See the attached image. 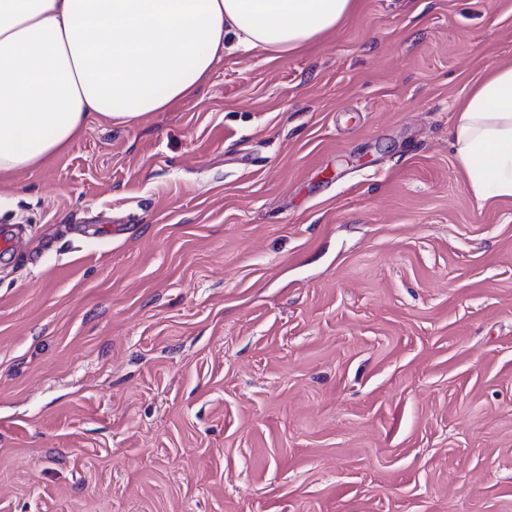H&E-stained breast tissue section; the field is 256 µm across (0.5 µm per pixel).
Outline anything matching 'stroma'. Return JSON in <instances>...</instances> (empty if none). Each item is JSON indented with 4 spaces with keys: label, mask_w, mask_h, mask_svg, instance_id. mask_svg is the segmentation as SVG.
Wrapping results in <instances>:
<instances>
[{
    "label": "stroma",
    "mask_w": 512,
    "mask_h": 512,
    "mask_svg": "<svg viewBox=\"0 0 512 512\" xmlns=\"http://www.w3.org/2000/svg\"><path fill=\"white\" fill-rule=\"evenodd\" d=\"M503 63L512 0H359L1 180L0 512H512ZM452 147L478 202L512 200V64L474 82L455 112Z\"/></svg>",
    "instance_id": "1"
}]
</instances>
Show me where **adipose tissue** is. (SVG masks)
<instances>
[{
    "mask_svg": "<svg viewBox=\"0 0 512 512\" xmlns=\"http://www.w3.org/2000/svg\"><path fill=\"white\" fill-rule=\"evenodd\" d=\"M356 0H0V178L62 153L94 121L136 126L195 97L225 41L284 59ZM454 157L480 203L512 200V64L454 115Z\"/></svg>",
    "mask_w": 512,
    "mask_h": 512,
    "instance_id": "1",
    "label": "adipose tissue"
}]
</instances>
